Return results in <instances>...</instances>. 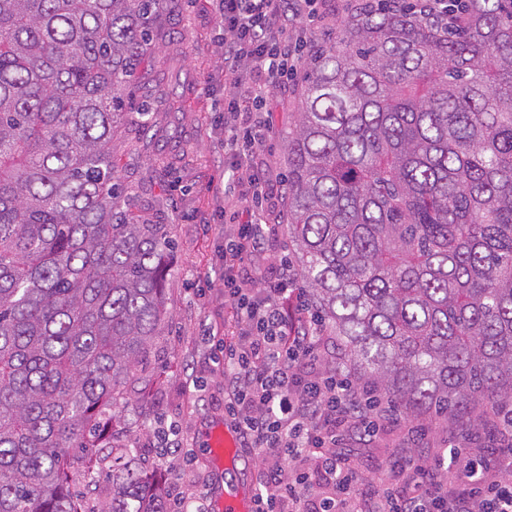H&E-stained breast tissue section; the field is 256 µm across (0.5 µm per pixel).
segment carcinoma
I'll use <instances>...</instances> for the list:
<instances>
[{
    "mask_svg": "<svg viewBox=\"0 0 512 512\" xmlns=\"http://www.w3.org/2000/svg\"><path fill=\"white\" fill-rule=\"evenodd\" d=\"M173 0H0V512H168L118 443L170 318L166 224L112 139ZM361 8L306 61L288 247L336 351L411 420L512 408V0ZM110 473L107 484L79 477ZM417 1V9L420 14L427 17L446 21L447 25H454L458 20L457 12L448 10V2L446 0H414Z\"/></svg>",
    "mask_w": 512,
    "mask_h": 512,
    "instance_id": "obj_1",
    "label": "carcinoma"
}]
</instances>
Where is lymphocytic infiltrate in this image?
<instances>
[{
	"mask_svg": "<svg viewBox=\"0 0 512 512\" xmlns=\"http://www.w3.org/2000/svg\"><path fill=\"white\" fill-rule=\"evenodd\" d=\"M224 21V81L237 95L224 106V153L233 159L228 196L242 219L224 244V296L234 306L230 335L218 339L224 364V413L244 447L265 453L256 480L258 512H512V417L491 416L494 449L450 434L447 456L430 465L412 454L422 433L398 422L391 402L338 365L333 337L296 291L286 258L264 257L275 225L257 222L276 195L253 155L266 142L259 118L272 88L286 85L300 63L319 0H212ZM399 426L396 448L361 478L362 464L339 453L348 437L376 440Z\"/></svg>",
	"mask_w": 512,
	"mask_h": 512,
	"instance_id": "obj_1",
	"label": "lymphocytic infiltrate"
}]
</instances>
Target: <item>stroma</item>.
Returning <instances> with one entry per match:
<instances>
[{"label":"stroma","instance_id":"stroma-1","mask_svg":"<svg viewBox=\"0 0 512 512\" xmlns=\"http://www.w3.org/2000/svg\"><path fill=\"white\" fill-rule=\"evenodd\" d=\"M224 25L209 0H177L157 49L147 52L130 82L128 110H145L148 128L122 127L112 141L125 207L140 222L170 229V262L165 274L170 319L167 342L158 351L150 386L140 389L123 413V442L143 448L153 476L182 483L186 493L211 496L215 472L206 437L224 419V376L208 364L213 348L207 331L231 316L224 299V238L234 230V206L224 203V182L232 174L224 160V104L235 90L221 72ZM300 78L271 90L272 122L258 166L278 184L288 177L285 139L299 106ZM179 96L180 111L168 109ZM209 281L204 298L193 292ZM196 375L204 399L189 398L185 381ZM180 421L183 444L196 461L184 473L162 465L146 433L158 417Z\"/></svg>","mask_w":512,"mask_h":512}]
</instances>
